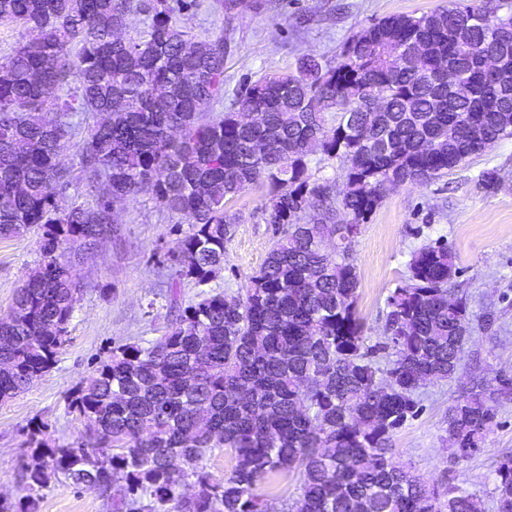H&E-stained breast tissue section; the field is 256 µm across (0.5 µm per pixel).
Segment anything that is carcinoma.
I'll list each match as a JSON object with an SVG mask.
<instances>
[{
    "label": "carcinoma",
    "instance_id": "1",
    "mask_svg": "<svg viewBox=\"0 0 512 512\" xmlns=\"http://www.w3.org/2000/svg\"><path fill=\"white\" fill-rule=\"evenodd\" d=\"M487 2L382 18L332 62L305 55L292 73L243 83L226 109L231 42L178 23L197 0H0V24L28 32L0 59V239L35 230L40 249L0 318V359L12 364L1 402L55 364L79 301L76 263L117 231L114 203L145 191L184 216L176 262L198 285L224 265L237 223L228 202L267 186L274 226L245 288L204 295L164 336L114 348L84 379L68 404L84 421L81 447L30 429L20 512L57 474L106 494L121 485L114 512H268L260 486L291 470L299 487L285 512H483L468 490L431 488L393 462V434L419 415L420 390L456 376L470 339L455 256L442 244L416 252L388 298L382 365L364 344L353 244L388 190L440 178L512 136V0ZM132 13L147 26L130 35ZM389 45L418 50L417 69ZM444 66L465 75L461 90L448 89ZM372 94L385 111L370 109ZM78 114L95 117L80 173L106 190L62 208L58 191L74 179L63 141ZM319 154L340 163L339 197L311 180ZM510 399L506 375L464 384L448 407L455 459L482 447ZM217 448L235 460L220 481L205 467ZM492 498L494 512H512V459Z\"/></svg>",
    "mask_w": 512,
    "mask_h": 512
}]
</instances>
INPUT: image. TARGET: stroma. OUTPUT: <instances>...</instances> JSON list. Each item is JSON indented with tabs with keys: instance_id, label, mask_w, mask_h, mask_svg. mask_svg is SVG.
Here are the masks:
<instances>
[{
	"instance_id": "stroma-1",
	"label": "stroma",
	"mask_w": 512,
	"mask_h": 512,
	"mask_svg": "<svg viewBox=\"0 0 512 512\" xmlns=\"http://www.w3.org/2000/svg\"><path fill=\"white\" fill-rule=\"evenodd\" d=\"M215 2L200 0L181 22L200 38L219 33L232 38L235 48L224 60L231 90L247 77L294 71L304 54L335 59L346 40L373 21L418 15L448 0H244L230 13ZM493 170L505 180L489 190L483 179ZM268 193V187L256 185L227 203L238 222L225 245L223 267L203 287L173 279L171 254L190 231L184 218L163 211L146 193L117 204L118 234L99 242L77 266L80 300L56 364L26 392L0 402L1 501L13 504L26 494L30 423L45 426L50 442L79 440L84 423L69 412L68 399L114 347L155 341L175 321L177 307L196 301L204 290L237 292L259 270L273 235L262 211ZM436 242L456 256L453 286L469 295L473 321L492 312L500 327L473 332L459 379L423 389L421 413L393 437L394 459L431 485H458L487 500L500 463L512 456V400L500 406L482 448L469 461L454 460L446 429L448 407L463 379L512 376V138L441 179L389 191L364 224L353 255L366 345L382 342L387 299L405 280L414 252ZM39 258L37 235L0 241V314L7 313ZM36 512H112V500L59 475L39 491Z\"/></svg>"
}]
</instances>
